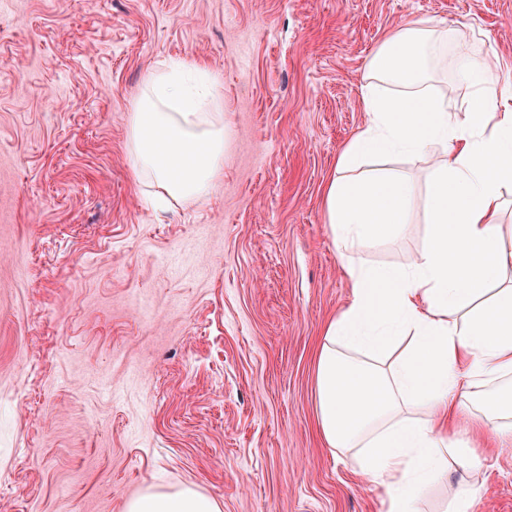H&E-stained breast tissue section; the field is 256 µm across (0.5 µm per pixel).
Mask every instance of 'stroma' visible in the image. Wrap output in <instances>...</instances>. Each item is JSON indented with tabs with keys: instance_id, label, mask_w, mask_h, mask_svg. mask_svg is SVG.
Wrapping results in <instances>:
<instances>
[{
	"instance_id": "stroma-1",
	"label": "stroma",
	"mask_w": 512,
	"mask_h": 512,
	"mask_svg": "<svg viewBox=\"0 0 512 512\" xmlns=\"http://www.w3.org/2000/svg\"><path fill=\"white\" fill-rule=\"evenodd\" d=\"M418 19L512 62V0H0V512H123L160 485L222 512H381L317 430L315 353L351 293L323 196L383 34ZM188 58L220 80L224 170L160 209L129 115ZM431 166L393 162L415 216L364 261L424 245ZM472 484V512H512V442L423 512Z\"/></svg>"
}]
</instances>
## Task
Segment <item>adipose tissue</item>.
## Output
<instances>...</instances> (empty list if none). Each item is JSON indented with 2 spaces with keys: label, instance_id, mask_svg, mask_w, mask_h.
I'll list each match as a JSON object with an SVG mask.
<instances>
[{
  "label": "adipose tissue",
  "instance_id": "1",
  "mask_svg": "<svg viewBox=\"0 0 512 512\" xmlns=\"http://www.w3.org/2000/svg\"><path fill=\"white\" fill-rule=\"evenodd\" d=\"M477 31L418 21L386 38L368 64V120L343 148L324 193L333 242L352 292L325 327L316 358V409L328 447L352 453L383 491L385 512H416L418 494L451 467L479 460L474 435L512 437V85L496 50L475 54ZM453 44L469 106L435 94L428 52ZM186 60L147 77L130 119L137 177L188 204L223 174L224 115L198 93ZM443 150L433 162L428 236L404 266L358 261L355 247L396 237L414 217L415 187L364 166ZM124 512H222L190 486L151 487Z\"/></svg>",
  "mask_w": 512,
  "mask_h": 512
}]
</instances>
